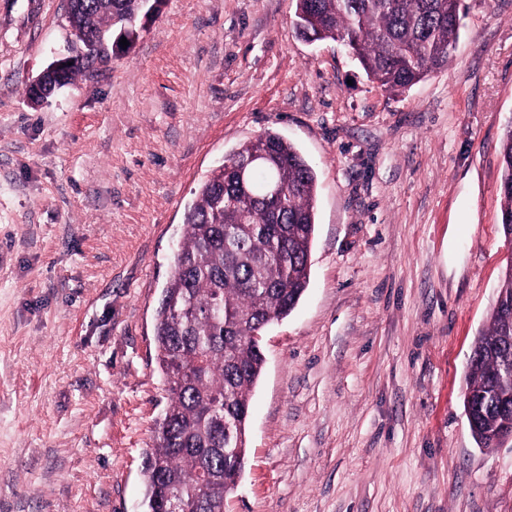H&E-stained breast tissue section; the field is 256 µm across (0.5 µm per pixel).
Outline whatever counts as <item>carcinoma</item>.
Wrapping results in <instances>:
<instances>
[{
	"mask_svg": "<svg viewBox=\"0 0 512 512\" xmlns=\"http://www.w3.org/2000/svg\"><path fill=\"white\" fill-rule=\"evenodd\" d=\"M293 25L310 42H343L366 77L403 92L448 64L459 39L456 0H294ZM80 34L119 33L148 10L143 0H74ZM265 153L240 181L236 166ZM500 225L512 241V126L499 143ZM280 195H268L270 182ZM316 173L299 150L267 131L224 160L187 207L154 335L168 404L144 451V506L178 494L187 512H224V491L247 456L250 393L264 364L258 334L286 317L309 280ZM512 267L474 342L464 407L477 445L493 448L512 406Z\"/></svg>",
	"mask_w": 512,
	"mask_h": 512,
	"instance_id": "carcinoma-1",
	"label": "carcinoma"
}]
</instances>
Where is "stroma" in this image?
<instances>
[{
  "label": "stroma",
  "mask_w": 512,
  "mask_h": 512,
  "mask_svg": "<svg viewBox=\"0 0 512 512\" xmlns=\"http://www.w3.org/2000/svg\"><path fill=\"white\" fill-rule=\"evenodd\" d=\"M464 6L447 66L395 95L298 37L293 0H163L36 104L66 0H0V512H142L184 212L268 130L316 172V234L225 512H512V438L478 447L464 407L512 263V0ZM500 195L503 200L500 225L506 239L512 241V126H508L499 143Z\"/></svg>",
  "instance_id": "stroma-1"
}]
</instances>
